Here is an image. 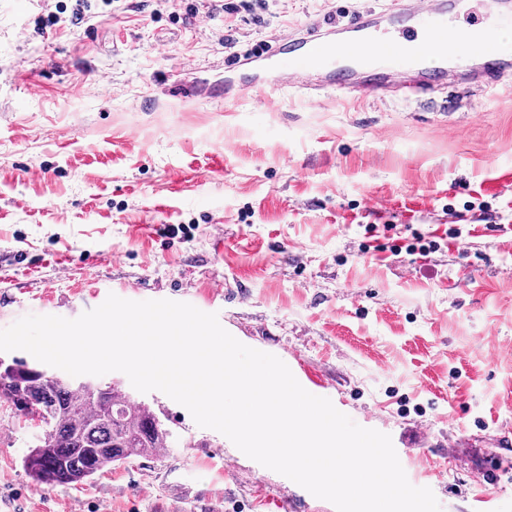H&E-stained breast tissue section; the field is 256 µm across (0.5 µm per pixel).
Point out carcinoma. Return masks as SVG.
I'll list each match as a JSON object with an SVG mask.
<instances>
[{"mask_svg":"<svg viewBox=\"0 0 512 512\" xmlns=\"http://www.w3.org/2000/svg\"><path fill=\"white\" fill-rule=\"evenodd\" d=\"M0 402L49 430L25 456V469L48 487L83 483L133 456L170 445L171 433L147 406L112 384H74L22 361L0 364Z\"/></svg>","mask_w":512,"mask_h":512,"instance_id":"obj_1","label":"carcinoma"}]
</instances>
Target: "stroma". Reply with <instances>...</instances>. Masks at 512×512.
<instances>
[{
  "label": "stroma",
  "instance_id": "obj_1",
  "mask_svg": "<svg viewBox=\"0 0 512 512\" xmlns=\"http://www.w3.org/2000/svg\"><path fill=\"white\" fill-rule=\"evenodd\" d=\"M0 0V329L108 295L217 314L359 426L390 435L442 512H512V473L477 479L512 431V76L404 102L241 92L250 50L397 0ZM487 202L476 222L467 203ZM387 224L372 239L366 225ZM462 228L461 238H449ZM429 253H394L413 232ZM173 434L91 483L47 487L43 427L0 405V512H336L136 391Z\"/></svg>",
  "mask_w": 512,
  "mask_h": 512
}]
</instances>
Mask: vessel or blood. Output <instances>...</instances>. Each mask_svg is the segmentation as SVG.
<instances>
[{
    "label": "vessel or blood",
    "instance_id": "obj_1",
    "mask_svg": "<svg viewBox=\"0 0 512 512\" xmlns=\"http://www.w3.org/2000/svg\"><path fill=\"white\" fill-rule=\"evenodd\" d=\"M464 0H401L386 13L365 11L342 24L311 23L289 36H273L263 52L271 59L288 51V65L276 68L275 86L298 91L336 90L414 101L448 87H491L512 67L498 56L487 24L470 19L457 27ZM472 65L460 71L454 45ZM378 55L391 62L385 71L363 67Z\"/></svg>",
    "mask_w": 512,
    "mask_h": 512
}]
</instances>
